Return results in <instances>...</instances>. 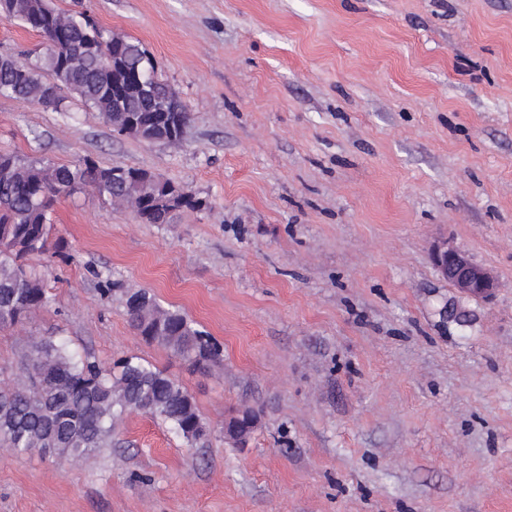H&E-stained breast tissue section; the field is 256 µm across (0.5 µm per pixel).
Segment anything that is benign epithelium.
Listing matches in <instances>:
<instances>
[{"label":"benign epithelium","mask_w":512,"mask_h":512,"mask_svg":"<svg viewBox=\"0 0 512 512\" xmlns=\"http://www.w3.org/2000/svg\"><path fill=\"white\" fill-rule=\"evenodd\" d=\"M433 262L438 273L464 295L489 299L497 288L493 274L459 247L446 242L435 246Z\"/></svg>","instance_id":"benign-epithelium-1"}]
</instances>
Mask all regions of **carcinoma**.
I'll list each match as a JSON object with an SVG mask.
<instances>
[{"label":"carcinoma","mask_w":512,"mask_h":512,"mask_svg":"<svg viewBox=\"0 0 512 512\" xmlns=\"http://www.w3.org/2000/svg\"><path fill=\"white\" fill-rule=\"evenodd\" d=\"M0 12L42 35L50 44L44 56L0 55V95L61 109V92L75 93L85 109L122 129L136 117L143 128L128 136L178 142L157 121L165 100L176 93L157 75L151 54L140 44L103 28L89 10L66 12L48 0H0ZM85 186L119 206L128 205L146 224H168L176 211L163 201L184 187L147 170L90 158L58 165L47 158L0 154V327L13 326L45 307L41 282L26 271L24 260L48 251L51 212L57 198ZM136 308H126L131 326L195 367L221 360L222 349L178 310L162 307L154 295L138 290ZM167 423L187 444L208 436L195 398L178 380L138 357H124L105 367L63 341L33 339L27 375L0 388V447L14 454L49 448L70 462L87 460L112 447V436L132 413ZM246 426L232 419L226 432L236 445L248 441L257 425L251 410L242 411Z\"/></svg>","instance_id":"obj_1"}]
</instances>
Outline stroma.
<instances>
[{"label": "stroma", "mask_w": 512, "mask_h": 512, "mask_svg": "<svg viewBox=\"0 0 512 512\" xmlns=\"http://www.w3.org/2000/svg\"><path fill=\"white\" fill-rule=\"evenodd\" d=\"M140 42L185 104L179 145L0 97V154L147 169L206 202L144 224L60 197L28 257L49 302L0 331L181 382L211 429L187 445L129 415L74 465L0 449V512H512V0H52ZM48 42L0 15V54ZM447 241L494 275L460 294ZM147 290L223 348L209 371L143 340ZM252 408L246 447L224 422ZM433 262L438 273L461 294L490 299L497 288L487 268L474 263L463 249L448 242L435 246Z\"/></svg>", "instance_id": "1"}]
</instances>
